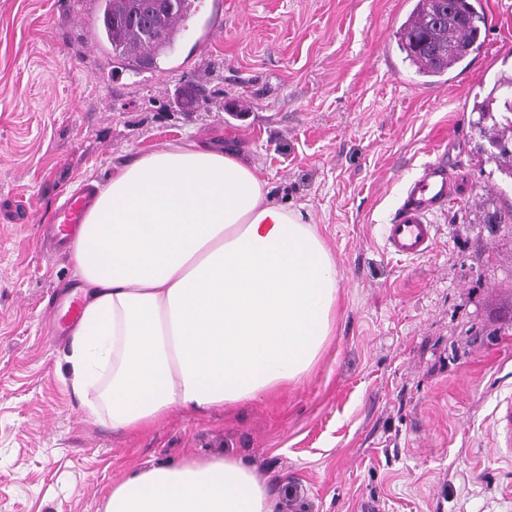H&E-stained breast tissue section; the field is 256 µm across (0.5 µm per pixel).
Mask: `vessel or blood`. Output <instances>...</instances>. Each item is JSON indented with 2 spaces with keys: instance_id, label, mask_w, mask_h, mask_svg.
I'll use <instances>...</instances> for the list:
<instances>
[{
  "instance_id": "1",
  "label": "vessel or blood",
  "mask_w": 512,
  "mask_h": 512,
  "mask_svg": "<svg viewBox=\"0 0 512 512\" xmlns=\"http://www.w3.org/2000/svg\"><path fill=\"white\" fill-rule=\"evenodd\" d=\"M451 194L450 174L443 162L427 164L420 176L407 188V198L391 224L384 227V241L391 253L416 257L428 253L434 239V227L426 216L443 205ZM92 195L76 194L56 213L52 231L55 236L69 237L83 223Z\"/></svg>"
}]
</instances>
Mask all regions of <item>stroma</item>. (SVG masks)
I'll use <instances>...</instances> for the list:
<instances>
[{
  "label": "stroma",
  "instance_id": "1",
  "mask_svg": "<svg viewBox=\"0 0 512 512\" xmlns=\"http://www.w3.org/2000/svg\"><path fill=\"white\" fill-rule=\"evenodd\" d=\"M98 0H0V512H104L130 471L222 452L283 512H512V178L474 100L512 74V0L422 84L395 32L412 0H197L156 68L114 63ZM221 7L220 28L209 19ZM232 147L304 206L336 264V334L312 373L231 409L113 430L68 388L79 283L47 233L68 196L159 145ZM452 198L419 258L381 227L423 167Z\"/></svg>",
  "mask_w": 512,
  "mask_h": 512
}]
</instances>
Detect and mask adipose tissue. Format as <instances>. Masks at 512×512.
<instances>
[{"label":"adipose tissue","instance_id":"1","mask_svg":"<svg viewBox=\"0 0 512 512\" xmlns=\"http://www.w3.org/2000/svg\"><path fill=\"white\" fill-rule=\"evenodd\" d=\"M70 253L84 285L70 392L118 431L298 384L336 330L335 263L313 218L232 150L182 141L138 157L100 187ZM282 507L224 454L131 472L104 512Z\"/></svg>","mask_w":512,"mask_h":512}]
</instances>
